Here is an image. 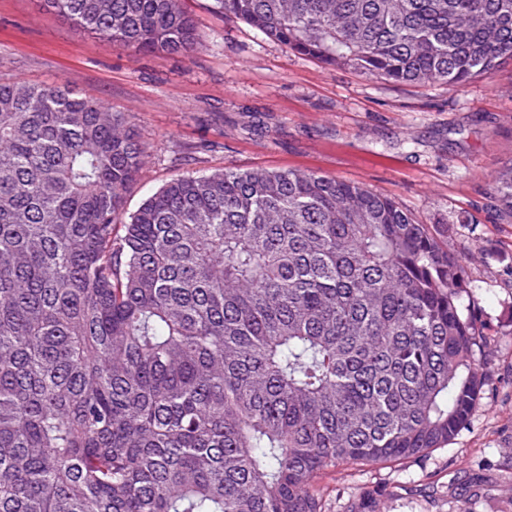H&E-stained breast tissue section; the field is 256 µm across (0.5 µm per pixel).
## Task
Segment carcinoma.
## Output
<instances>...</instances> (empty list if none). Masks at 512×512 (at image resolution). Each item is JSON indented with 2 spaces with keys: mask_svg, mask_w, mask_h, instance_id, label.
I'll use <instances>...</instances> for the list:
<instances>
[{
  "mask_svg": "<svg viewBox=\"0 0 512 512\" xmlns=\"http://www.w3.org/2000/svg\"><path fill=\"white\" fill-rule=\"evenodd\" d=\"M216 3L392 83L512 60V0ZM44 4L139 52L201 41L182 0ZM144 153L100 102L0 81V512H324V472L468 425L490 328L428 225L269 169L173 178L117 224Z\"/></svg>",
  "mask_w": 512,
  "mask_h": 512,
  "instance_id": "cac0c4a2",
  "label": "carcinoma"
}]
</instances>
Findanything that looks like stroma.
I'll use <instances>...</instances> for the list:
<instances>
[{
	"mask_svg": "<svg viewBox=\"0 0 512 512\" xmlns=\"http://www.w3.org/2000/svg\"><path fill=\"white\" fill-rule=\"evenodd\" d=\"M202 44L138 52L81 33L42 0H0V81L63 83L121 113L146 150L120 221L178 176L224 168L312 170L391 198L466 254L471 298L494 334L490 387L470 423L426 457L342 465L324 512H512V217L495 207L512 166V62L463 87L393 84L296 54L186 0Z\"/></svg>",
	"mask_w": 512,
	"mask_h": 512,
	"instance_id": "obj_1",
	"label": "stroma"
}]
</instances>
